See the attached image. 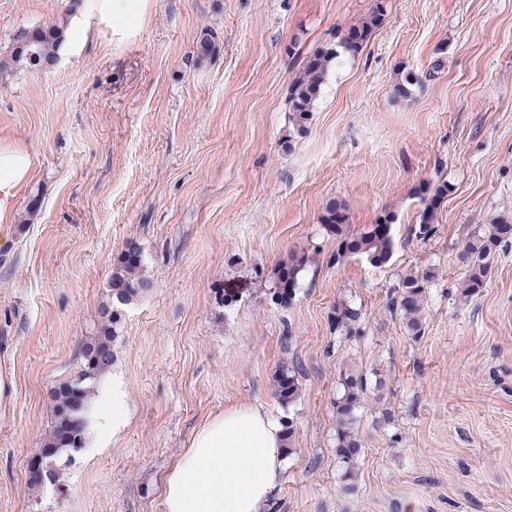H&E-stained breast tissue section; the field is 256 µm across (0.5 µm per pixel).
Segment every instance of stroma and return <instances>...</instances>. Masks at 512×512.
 Here are the masks:
<instances>
[{"mask_svg": "<svg viewBox=\"0 0 512 512\" xmlns=\"http://www.w3.org/2000/svg\"><path fill=\"white\" fill-rule=\"evenodd\" d=\"M94 2L72 14L69 0H0V55L26 29L73 33L53 65L0 81V146L31 160L0 222V373L13 386L0 512H164L162 477L191 432L240 402L294 427L263 512H512V247L480 295L457 293L467 234L512 217V0H386L302 135L294 79L375 0H133L123 21ZM205 36L217 50L201 59ZM442 182L437 232L418 238L422 197ZM333 201L350 233L393 216L389 263H330ZM132 241L153 288L123 309L114 344L129 423L106 443L89 430L42 490L29 468L51 392L76 375ZM294 255L308 264L276 303L273 272ZM429 268L415 340L391 302L403 274ZM340 303L360 311L359 335L336 332ZM283 366L300 372L288 405L273 386ZM349 367L367 384L350 481L335 408Z\"/></svg>", "mask_w": 512, "mask_h": 512, "instance_id": "stroma-1", "label": "stroma"}]
</instances>
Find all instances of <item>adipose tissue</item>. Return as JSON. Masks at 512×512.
I'll return each instance as SVG.
<instances>
[{
	"mask_svg": "<svg viewBox=\"0 0 512 512\" xmlns=\"http://www.w3.org/2000/svg\"><path fill=\"white\" fill-rule=\"evenodd\" d=\"M30 172V158L0 147V219ZM286 466L281 423L256 403L241 402L195 429L165 474V512H261Z\"/></svg>",
	"mask_w": 512,
	"mask_h": 512,
	"instance_id": "adipose-tissue-1",
	"label": "adipose tissue"
}]
</instances>
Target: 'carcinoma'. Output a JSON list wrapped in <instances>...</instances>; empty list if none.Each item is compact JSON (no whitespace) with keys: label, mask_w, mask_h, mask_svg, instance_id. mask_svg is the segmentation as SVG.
<instances>
[{"label":"carcinoma","mask_w":512,"mask_h":512,"mask_svg":"<svg viewBox=\"0 0 512 512\" xmlns=\"http://www.w3.org/2000/svg\"><path fill=\"white\" fill-rule=\"evenodd\" d=\"M386 14L385 0H377L371 14L357 24L340 31L334 46L316 50L306 60L299 76L291 88L292 124L296 132L306 131L315 102L320 94L326 75L340 53L357 55L364 48L374 28L378 27ZM66 24H51L34 30V37L22 32L15 43L28 42V47L19 51L12 49L9 55L0 58V80L19 70L39 69L44 64H53L66 40ZM448 197V183L436 186L432 196L425 200L415 233L427 239L436 233L435 216ZM347 215L344 205L335 201L326 206L323 226L336 236V253L332 260L337 263L352 256H362L374 266L387 264L394 250L391 234L392 221L384 215L366 231L354 235L345 231ZM512 245V217L498 216L488 224L487 230L466 241L458 258L464 266V275L457 284L459 297L468 301L486 287L495 256ZM306 264V257L294 256L275 271V300L286 304L292 300L298 287V277ZM436 278V273L410 272L403 275L397 285V296L392 301V310L397 312L406 330L414 339L424 334V303L427 288ZM152 288L146 274L142 251L131 242L120 254L109 282L110 304L104 308L103 321L97 335L86 341L81 349V367L77 376L59 384L52 391L54 421L43 441L42 476L38 484L54 482L57 472L53 460L63 449L82 447L91 417V400L98 379L114 360L113 346L119 336L122 307L142 298ZM361 313L348 305L336 306V330L345 336L360 333ZM276 393L279 400L289 404L297 397L299 384L296 375L280 370L275 375ZM343 395L336 400V414L341 423L338 435L337 455L345 467V477L353 476V467L362 453V443L349 424L353 420L361 394L365 390L363 379L353 373L344 376Z\"/></svg>","instance_id":"1"}]
</instances>
